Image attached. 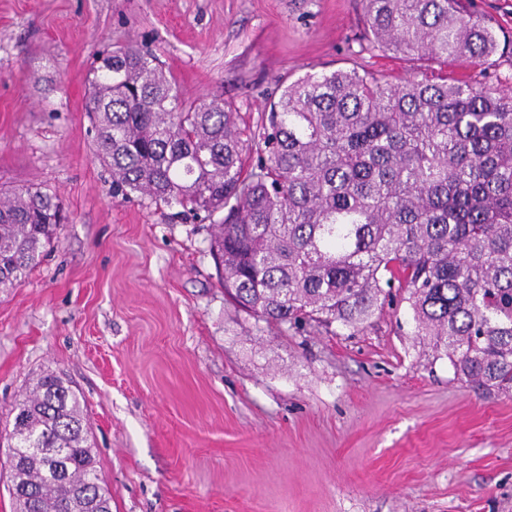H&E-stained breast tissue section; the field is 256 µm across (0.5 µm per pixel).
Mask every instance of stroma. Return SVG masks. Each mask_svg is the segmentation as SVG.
<instances>
[{"mask_svg":"<svg viewBox=\"0 0 512 512\" xmlns=\"http://www.w3.org/2000/svg\"><path fill=\"white\" fill-rule=\"evenodd\" d=\"M360 0H0V186L67 220L0 294V432L36 377L77 393L112 512H512V394L457 375L407 309L287 332L225 294L209 224L113 198L93 59L151 50L252 134L282 85L438 70L360 37Z\"/></svg>","mask_w":512,"mask_h":512,"instance_id":"1","label":"stroma"}]
</instances>
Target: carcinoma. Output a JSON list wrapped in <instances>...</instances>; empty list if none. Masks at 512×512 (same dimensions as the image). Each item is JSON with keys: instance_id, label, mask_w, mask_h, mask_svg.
I'll return each instance as SVG.
<instances>
[{"instance_id": "carcinoma-1", "label": "carcinoma", "mask_w": 512, "mask_h": 512, "mask_svg": "<svg viewBox=\"0 0 512 512\" xmlns=\"http://www.w3.org/2000/svg\"><path fill=\"white\" fill-rule=\"evenodd\" d=\"M363 38L484 72L495 28L460 0H363ZM86 105L112 197L208 220L224 293L298 332L358 331L407 304L468 381L512 392V89L440 74H307L242 137L224 99L181 100L135 46L96 56ZM256 154L246 166L244 157ZM65 215L39 187L0 188V292L43 259ZM14 512L110 509L76 392L48 371L14 407Z\"/></svg>"}]
</instances>
